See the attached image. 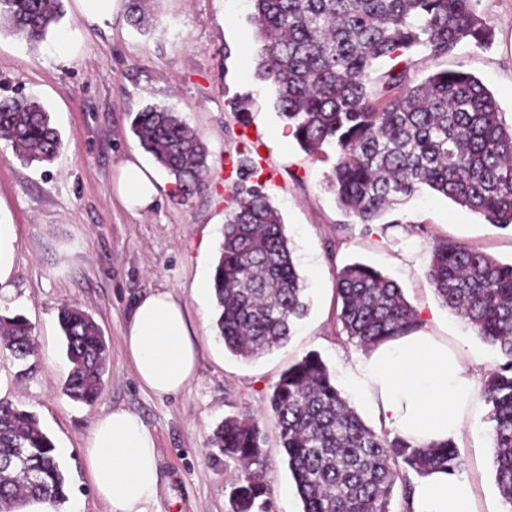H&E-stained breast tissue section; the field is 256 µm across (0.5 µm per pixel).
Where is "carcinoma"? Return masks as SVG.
I'll return each mask as SVG.
<instances>
[{
  "instance_id": "obj_1",
  "label": "carcinoma",
  "mask_w": 512,
  "mask_h": 512,
  "mask_svg": "<svg viewBox=\"0 0 512 512\" xmlns=\"http://www.w3.org/2000/svg\"><path fill=\"white\" fill-rule=\"evenodd\" d=\"M250 2L257 75L274 86L278 113L303 151H335L328 188L343 210L372 224L427 188L495 227H512V126L503 123L493 94L464 71H440L416 85L409 80L415 50L437 57L464 42H493L478 0ZM62 15V0H0V26L26 42L45 40ZM383 58L394 64L372 76ZM131 130L174 177L173 197L183 201L208 188L207 147L178 113L148 105L135 113ZM0 137L27 165L52 162L63 145L49 112L25 97L0 99ZM241 167L212 288L224 347L253 358L285 344L308 306L282 216L263 185L249 181L252 161L243 159ZM425 276L440 304L504 356L482 391L491 405L495 482L512 507V262L444 240L432 247ZM335 292L342 329L361 348L419 326L399 285L371 266H344ZM59 323L71 365L65 391L90 405L104 386L107 343L77 306H62ZM0 345L20 360L33 355L29 322L0 315ZM269 406L302 512H390L396 485L409 499L410 474L457 475L465 466L451 439L415 445L368 428L316 353L280 375ZM211 447L214 460L239 466L231 512H273L260 423L227 417ZM31 499L56 512L68 501L66 475L36 414L0 399V512H20Z\"/></svg>"
}]
</instances>
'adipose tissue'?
<instances>
[{
  "instance_id": "adipose-tissue-1",
  "label": "adipose tissue",
  "mask_w": 512,
  "mask_h": 512,
  "mask_svg": "<svg viewBox=\"0 0 512 512\" xmlns=\"http://www.w3.org/2000/svg\"><path fill=\"white\" fill-rule=\"evenodd\" d=\"M154 174L140 161L122 166L120 200L132 213L152 208ZM141 387L158 397L178 394L197 377L199 345L185 304L168 291L142 294L123 335ZM358 397L391 434L415 444L458 439L475 403V379L462 356L428 325L361 351ZM95 494L111 512H159L162 480L153 432L135 412L100 415L82 446ZM464 478L436 472L416 481L407 512H475Z\"/></svg>"
}]
</instances>
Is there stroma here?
Here are the masks:
<instances>
[{
  "mask_svg": "<svg viewBox=\"0 0 512 512\" xmlns=\"http://www.w3.org/2000/svg\"><path fill=\"white\" fill-rule=\"evenodd\" d=\"M479 10L495 29L493 44L464 43L442 57L416 54L410 79L468 72L511 124L512 0H480ZM250 11L249 0H152L145 27L132 25L122 5L91 26L79 0H64L63 16L43 42L30 45L0 32V99L35 97L63 141L52 162L26 165L0 139V243L11 262L0 280V311L24 315L36 341L34 356L23 362L0 348V399L35 412L54 442L69 487L62 512H110L92 488L80 449L97 416L118 406L138 413L155 435L160 512H229L235 465L211 460L210 438L224 418L246 414L260 419L267 436L275 512H301L268 396L279 376L310 353L320 355L351 396L349 367L358 348L337 319L335 294L336 274L347 264L374 267L399 284L414 308L433 309L436 334L462 354L476 380L503 361L496 347L441 306L425 268L433 243L444 239L510 262L512 229L425 194L369 226L341 210L327 188L332 161L313 160L296 140L274 139L285 122L272 85L254 76ZM149 104L168 105L197 131L209 148L212 176L205 193L182 202L171 196V177L157 169L158 202L135 216L118 199L119 166L137 155L154 167L130 128L133 113ZM246 138L260 143L266 192L282 216L308 303L288 342L253 359L234 356L218 339L208 286L234 181L224 158L238 156ZM155 289L185 303L200 346L196 380L164 398L140 387L122 340L136 298ZM65 304L91 315L108 345L105 385L90 405L64 391L69 363L58 313ZM489 411L477 396L457 444L478 512H499L503 504Z\"/></svg>",
  "mask_w": 512,
  "mask_h": 512,
  "instance_id": "1",
  "label": "stroma"
}]
</instances>
